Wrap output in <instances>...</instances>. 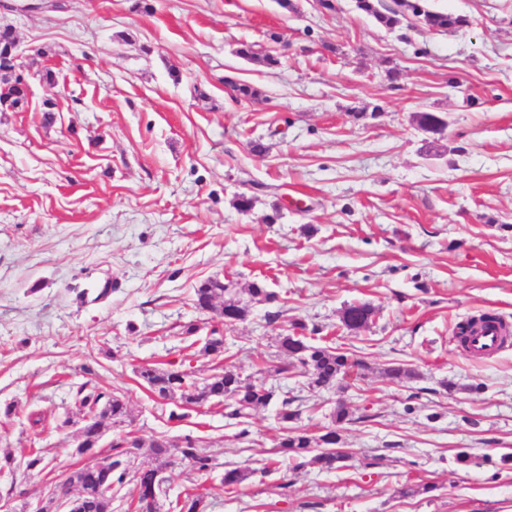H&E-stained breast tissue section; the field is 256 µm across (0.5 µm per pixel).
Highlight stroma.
<instances>
[{
    "mask_svg": "<svg viewBox=\"0 0 512 512\" xmlns=\"http://www.w3.org/2000/svg\"><path fill=\"white\" fill-rule=\"evenodd\" d=\"M28 2L0 0L28 86L0 112V512H36L76 462L84 382L131 409L102 446L190 434L214 459L208 475L165 468L161 512L187 488L208 512H512V345L477 359L455 338L482 312L512 322V0H428L466 18L448 30L390 29L355 0ZM244 42L281 66L240 58ZM228 77L259 97L234 100ZM215 277L278 300L223 324L193 304ZM356 302L376 314L350 331ZM296 321L363 369L330 390L276 374ZM215 328L245 381L298 397V430L324 433L344 404V468L289 464L276 406L239 421L143 386L151 365L211 375ZM392 362L414 378L390 381ZM35 449L44 470L26 468ZM265 459L272 474L222 488ZM375 315V308L369 303L358 302L344 308L341 321L351 331L365 328Z\"/></svg>",
    "mask_w": 512,
    "mask_h": 512,
    "instance_id": "1",
    "label": "stroma"
}]
</instances>
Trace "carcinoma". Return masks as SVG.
<instances>
[{"mask_svg":"<svg viewBox=\"0 0 512 512\" xmlns=\"http://www.w3.org/2000/svg\"><path fill=\"white\" fill-rule=\"evenodd\" d=\"M401 6L410 10L418 20L431 29L441 30L460 28L466 19L448 13L435 12L427 8L426 0H401ZM356 7L362 13L374 18L378 23L390 27L399 22L400 11L386 6L382 0H356ZM16 42L15 33L8 25L0 26V93L11 104L19 106L27 99L26 84L16 75V62L8 53L10 45ZM237 54L247 60L262 59L268 66L280 65V59L271 54H258L254 45L241 44ZM195 293V307L201 311H218L224 318V324H232L245 319L247 305L243 304L239 290L233 281L220 283L216 279L201 282ZM249 300L255 303H273L278 300L275 292L267 288L263 281H255L247 288ZM375 315V308L368 303L358 302L344 308L341 321L351 330L357 331L368 325ZM304 323H292V333L279 337L281 353L296 360L303 368V374L310 384L323 389H331L339 384L349 371L358 365L348 355L331 346L310 344L303 334ZM204 351L217 360L215 373L202 382L189 379V374L178 369H160L154 366L143 367L139 377L148 389L162 399L179 397L187 405L213 406L224 409V415L231 419L245 418L250 412L269 406L277 401L280 405L278 419L284 423V434L279 447L296 462V467L317 464L327 471L339 468V463L347 455L335 450L339 443L338 427L347 421L348 414L343 404H338L333 412L334 427L318 436H310L288 423L299 417V409L294 406L296 396H288L282 391L265 383H250L241 379L235 366L224 363V336L213 330V336L204 344ZM74 401L83 409L88 418L83 428V437L89 441L109 426H119L129 420L130 415L124 397L108 393L88 384H81L74 394ZM143 447V440L119 438L107 449L112 457V471L84 465L72 471L62 484L64 494L76 488L77 494L67 502H57V508L68 507L69 512H112V494L108 486L122 488L133 477L136 482L137 505L143 512H157V481L163 467L169 464V458L176 455L196 474L205 475L213 467V459L200 451L199 440L192 435L182 436L176 443L163 439H153L149 444L156 465L152 467H134L131 460L137 454L130 453ZM250 475L247 468H232L224 471L221 483L224 486L241 484ZM178 512H205L207 504L202 496L184 490L177 499Z\"/></svg>","mask_w":512,"mask_h":512,"instance_id":"1","label":"carcinoma"}]
</instances>
